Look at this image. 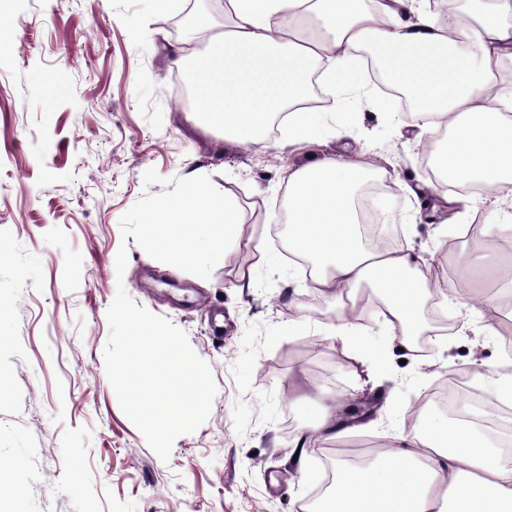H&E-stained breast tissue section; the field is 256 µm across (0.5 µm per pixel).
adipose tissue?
<instances>
[{
    "instance_id": "adipose-tissue-1",
    "label": "adipose tissue",
    "mask_w": 512,
    "mask_h": 512,
    "mask_svg": "<svg viewBox=\"0 0 512 512\" xmlns=\"http://www.w3.org/2000/svg\"><path fill=\"white\" fill-rule=\"evenodd\" d=\"M227 0L224 25L200 19L194 45L170 47L174 65L191 64L193 97L186 112L239 144L262 143L280 113L288 114L289 145L316 143L317 113L300 104L313 74L335 92L348 87L359 52L407 89L423 119L421 148L444 179L485 186L488 221L512 196V0H467L466 17L436 23L416 0ZM316 19L322 34L307 33ZM442 140H435L439 130ZM395 177L368 151L324 157L288 180V250L307 258L317 291L337 303L334 334L361 341L353 307L360 288L380 290L391 336L410 346L422 310L437 286L423 257L362 242L354 198L365 179ZM345 405L334 401L308 415L305 443L340 436ZM309 512H512V453L491 444L467 422L419 412L416 429L392 434L371 467H339Z\"/></svg>"
}]
</instances>
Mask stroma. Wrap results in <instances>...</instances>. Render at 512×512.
I'll return each instance as SVG.
<instances>
[{"label":"stroma","instance_id":"stroma-1","mask_svg":"<svg viewBox=\"0 0 512 512\" xmlns=\"http://www.w3.org/2000/svg\"><path fill=\"white\" fill-rule=\"evenodd\" d=\"M191 8L224 23L209 0L168 10L152 0H0V480L21 488L22 512H297L323 481V451L384 443L451 376L495 397L506 367L502 337L461 335L457 287L471 263L512 291V205L501 204L496 224L464 209L444 218L400 99L374 88L363 61L352 91L325 93L318 112L330 132L317 152L363 147L392 163L409 190L371 196L372 215L423 256L443 300L424 314L432 336L422 355L401 349L377 313L361 346L346 347L332 334L335 302L299 303L313 288L269 227L282 221L291 172L314 154L291 148L276 159L188 121L165 49L187 41ZM56 74L64 90L53 97L43 79ZM151 168L161 180L148 186ZM190 174L228 191L242 222L207 279L153 259L120 228L139 199ZM121 286L186 333L217 386L206 422L165 461L106 375L107 310ZM301 376L311 404L338 395L374 412L299 459L305 415L289 396Z\"/></svg>","mask_w":512,"mask_h":512}]
</instances>
